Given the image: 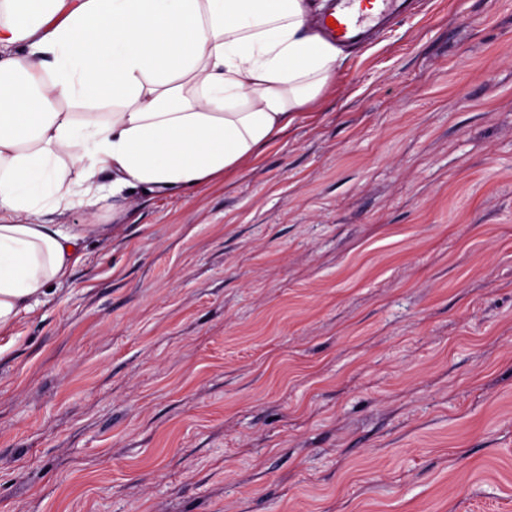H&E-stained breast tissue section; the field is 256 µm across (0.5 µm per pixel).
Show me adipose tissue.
I'll list each match as a JSON object with an SVG mask.
<instances>
[{"instance_id": "ef3b65f1", "label": "adipose tissue", "mask_w": 512, "mask_h": 512, "mask_svg": "<svg viewBox=\"0 0 512 512\" xmlns=\"http://www.w3.org/2000/svg\"><path fill=\"white\" fill-rule=\"evenodd\" d=\"M313 0H0V332L86 255L73 208L186 194L326 89Z\"/></svg>"}]
</instances>
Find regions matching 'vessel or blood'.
Wrapping results in <instances>:
<instances>
[{
	"mask_svg": "<svg viewBox=\"0 0 512 512\" xmlns=\"http://www.w3.org/2000/svg\"><path fill=\"white\" fill-rule=\"evenodd\" d=\"M408 8L409 0H329L320 25L331 40L358 43Z\"/></svg>",
	"mask_w": 512,
	"mask_h": 512,
	"instance_id": "vessel-or-blood-1",
	"label": "vessel or blood"
}]
</instances>
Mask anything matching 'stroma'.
I'll return each instance as SVG.
<instances>
[{"instance_id": "35a3bbf8", "label": "stroma", "mask_w": 512, "mask_h": 512, "mask_svg": "<svg viewBox=\"0 0 512 512\" xmlns=\"http://www.w3.org/2000/svg\"><path fill=\"white\" fill-rule=\"evenodd\" d=\"M126 205L0 335V512H512V0Z\"/></svg>"}]
</instances>
